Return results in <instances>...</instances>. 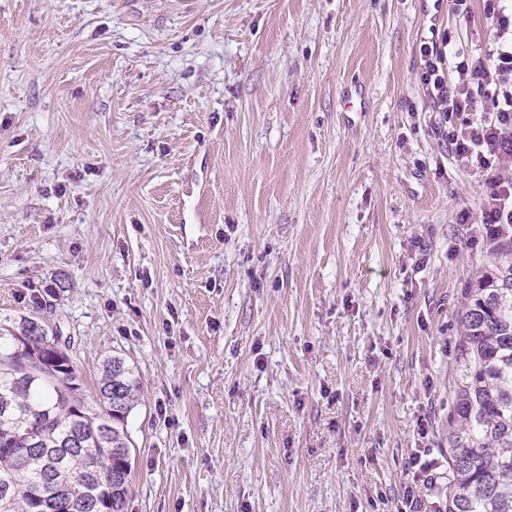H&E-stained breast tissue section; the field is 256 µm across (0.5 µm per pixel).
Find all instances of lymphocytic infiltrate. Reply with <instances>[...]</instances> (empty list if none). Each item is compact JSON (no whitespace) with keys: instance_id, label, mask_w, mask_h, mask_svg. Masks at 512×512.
<instances>
[{"instance_id":"lymphocytic-infiltrate-1","label":"lymphocytic infiltrate","mask_w":512,"mask_h":512,"mask_svg":"<svg viewBox=\"0 0 512 512\" xmlns=\"http://www.w3.org/2000/svg\"><path fill=\"white\" fill-rule=\"evenodd\" d=\"M482 2L493 48L477 59L457 53L450 63L439 47L422 46L421 82L456 162L484 178L481 224L490 240L512 227V175L501 172L512 161V13L502 0Z\"/></svg>"}]
</instances>
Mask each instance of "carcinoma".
Instances as JSON below:
<instances>
[{"label": "carcinoma", "mask_w": 512, "mask_h": 512, "mask_svg": "<svg viewBox=\"0 0 512 512\" xmlns=\"http://www.w3.org/2000/svg\"><path fill=\"white\" fill-rule=\"evenodd\" d=\"M488 254L461 301L446 512H512V230ZM140 390L110 356L89 398L41 325L0 331V512H123Z\"/></svg>", "instance_id": "cac0c4a2"}]
</instances>
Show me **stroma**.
Masks as SVG:
<instances>
[{
    "label": "stroma",
    "instance_id": "stroma-1",
    "mask_svg": "<svg viewBox=\"0 0 512 512\" xmlns=\"http://www.w3.org/2000/svg\"><path fill=\"white\" fill-rule=\"evenodd\" d=\"M470 10L0 0V325L134 371L124 512H442L485 188L419 47Z\"/></svg>",
    "mask_w": 512,
    "mask_h": 512
}]
</instances>
